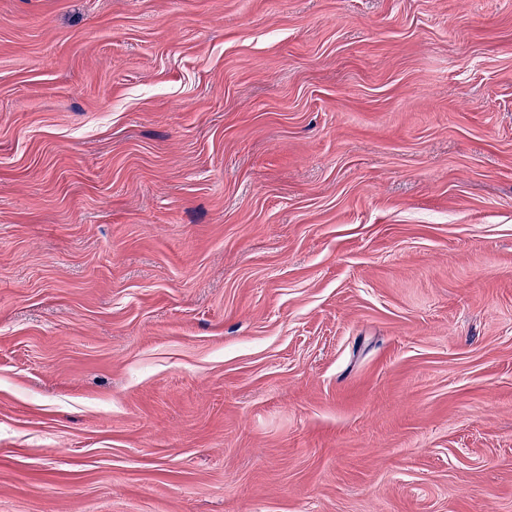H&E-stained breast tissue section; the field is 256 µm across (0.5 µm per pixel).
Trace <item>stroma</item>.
Returning a JSON list of instances; mask_svg holds the SVG:
<instances>
[{"mask_svg":"<svg viewBox=\"0 0 512 512\" xmlns=\"http://www.w3.org/2000/svg\"><path fill=\"white\" fill-rule=\"evenodd\" d=\"M0 512H512V0H0Z\"/></svg>","mask_w":512,"mask_h":512,"instance_id":"obj_1","label":"stroma"}]
</instances>
